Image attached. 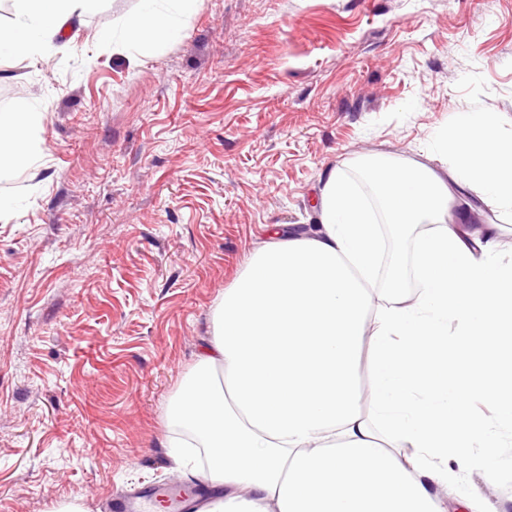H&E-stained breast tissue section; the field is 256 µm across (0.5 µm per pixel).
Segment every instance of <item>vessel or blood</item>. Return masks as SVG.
<instances>
[{
	"label": "vessel or blood",
	"mask_w": 512,
	"mask_h": 512,
	"mask_svg": "<svg viewBox=\"0 0 512 512\" xmlns=\"http://www.w3.org/2000/svg\"><path fill=\"white\" fill-rule=\"evenodd\" d=\"M158 499L165 502L168 512H204L210 505L204 483H170L149 485L132 493L118 495L110 501L109 509L110 512H149Z\"/></svg>",
	"instance_id": "1"
}]
</instances>
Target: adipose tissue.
Masks as SVG:
<instances>
[{"mask_svg":"<svg viewBox=\"0 0 512 512\" xmlns=\"http://www.w3.org/2000/svg\"><path fill=\"white\" fill-rule=\"evenodd\" d=\"M97 0H18L0 28V58L33 57ZM140 0L127 41L178 38L179 17L200 0ZM42 115L0 111V182L35 158ZM453 177L383 158L365 174L400 232L437 230L417 242L420 283L404 293L394 262L387 304L371 303L380 275L375 214L357 185L329 171L318 190L320 224L272 225L271 240L226 288L212 332L167 417L204 449L216 492L211 512H445L438 489L470 471L494 472V427L512 429V263L485 237L439 222L453 186L512 210V137L500 119L463 112L445 144ZM460 330L449 335L448 321ZM372 369L373 416L360 407V364ZM495 412L486 420L472 407Z\"/></svg>","mask_w":512,"mask_h":512,"instance_id":"ef3b65f1","label":"adipose tissue"}]
</instances>
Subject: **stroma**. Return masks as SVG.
<instances>
[{"label":"stroma","mask_w":512,"mask_h":512,"mask_svg":"<svg viewBox=\"0 0 512 512\" xmlns=\"http://www.w3.org/2000/svg\"><path fill=\"white\" fill-rule=\"evenodd\" d=\"M139 0H98L42 56L0 61V109L42 113L41 153L0 183V512L190 483L166 411L216 301L268 240L316 223L320 177L383 157L442 168L459 113L512 133V0H203L181 35L123 40ZM110 33L107 41L96 40ZM512 260V216L479 233ZM379 227L409 295L420 233ZM447 512H512V432Z\"/></svg>","instance_id":"1"}]
</instances>
